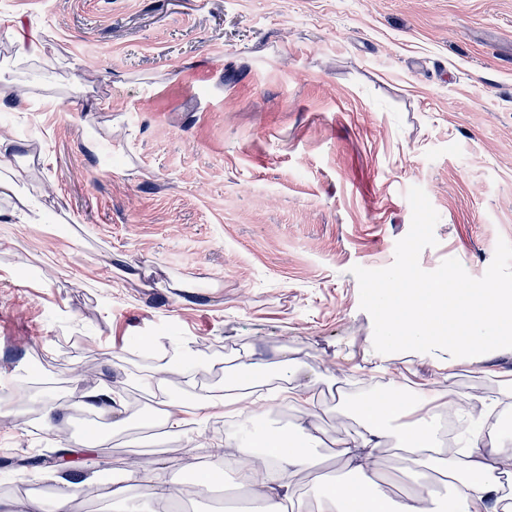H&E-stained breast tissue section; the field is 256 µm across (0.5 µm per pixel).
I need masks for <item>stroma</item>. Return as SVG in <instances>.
I'll return each instance as SVG.
<instances>
[{"instance_id": "1", "label": "stroma", "mask_w": 512, "mask_h": 512, "mask_svg": "<svg viewBox=\"0 0 512 512\" xmlns=\"http://www.w3.org/2000/svg\"><path fill=\"white\" fill-rule=\"evenodd\" d=\"M44 34L17 60L0 28V168L24 174L41 224L0 223V392L52 396L69 437L70 392L104 386L155 410L132 373L135 341L204 346L198 394L223 389L241 356L263 380L289 345L320 397L373 375V320L353 266L382 269L410 229L409 188L440 220L419 264L448 258L482 277L512 242V0H0ZM185 282L170 289V279ZM413 386L499 397L512 348L451 361L391 354ZM0 407V500L72 498V512H128L96 478L145 459L175 487L214 462L224 422L200 444L137 446L150 423L95 425L102 448L30 470L56 442Z\"/></svg>"}]
</instances>
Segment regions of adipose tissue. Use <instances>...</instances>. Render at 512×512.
Masks as SVG:
<instances>
[{
  "label": "adipose tissue",
  "mask_w": 512,
  "mask_h": 512,
  "mask_svg": "<svg viewBox=\"0 0 512 512\" xmlns=\"http://www.w3.org/2000/svg\"><path fill=\"white\" fill-rule=\"evenodd\" d=\"M190 348L180 354L161 350L153 365L150 384L161 400L157 411V432L164 437L183 438L191 422L209 417L234 419L237 430L224 439L226 446L237 448L239 457L249 464L244 482L251 498L252 512H288L295 480L309 477L320 489L318 512H512V454L501 451L505 432L500 419L506 409L502 401L487 400L471 393L461 409L470 418L490 422L488 431L472 434L467 451L458 455L438 442V422L451 405L446 393L428 388L416 391L397 389L385 400L360 399L355 407L360 429L349 439L325 443L318 427L297 425L292 430L268 431L257 428V404L266 400L270 406L300 407L304 416L316 414L318 403L306 384L300 383L292 359L282 358V382L256 398L258 383L253 375L256 365L250 361L238 366L239 381L225 385L223 394L203 395L192 408L168 400L172 381L192 382L194 371L187 364ZM404 451L403 461L412 477L410 488L402 495L391 496L381 468L382 455L389 446ZM326 447V457L315 450ZM331 459L337 469L354 473L357 483L325 479L322 459ZM434 469L454 479L450 498L437 495L435 484L425 474ZM144 484L148 498L171 500L177 491L161 473L144 475L139 469H125L112 482V496L127 499L132 488Z\"/></svg>",
  "instance_id": "adipose-tissue-1"
}]
</instances>
